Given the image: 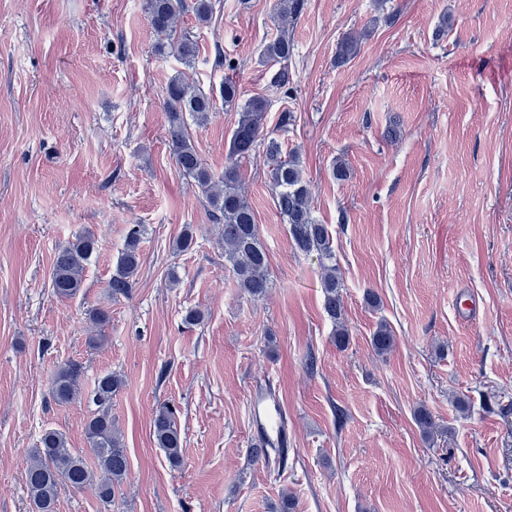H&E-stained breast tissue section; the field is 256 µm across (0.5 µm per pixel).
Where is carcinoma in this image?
Returning <instances> with one entry per match:
<instances>
[{
  "label": "carcinoma",
  "mask_w": 512,
  "mask_h": 512,
  "mask_svg": "<svg viewBox=\"0 0 512 512\" xmlns=\"http://www.w3.org/2000/svg\"><path fill=\"white\" fill-rule=\"evenodd\" d=\"M216 0H144V8L154 31L163 37L159 50L167 49L186 67L194 66L199 46L193 38L177 32L176 17L190 12L199 25L207 24L215 10ZM303 0H278L276 8L279 33L266 43L262 62L273 69L271 83L288 91L292 84L290 67L294 45L288 37V26L293 24L303 9ZM360 36L346 34L338 42L336 65L350 62L360 50ZM218 94L224 105H238L241 92L235 81L226 78ZM215 109L214 95L197 89L185 72L179 71L167 83L165 112L168 122L170 151L176 169L192 179L204 197L213 223L222 225L224 259L236 275L241 291L252 298L267 293L268 256L259 238L254 212L239 185L238 164L257 149H262L269 182L276 189V207L288 224L290 239L302 254L316 255L323 275V309L334 324L336 345L343 348L350 338L345 320L342 298V277L336 264L333 238L327 225L313 217L308 182L303 176L298 154L284 155L281 141L264 132L268 102L253 97L241 105L239 119L233 129L224 172L214 173L203 161L186 125V117L203 126ZM143 226L129 225L126 241L118 257L107 288L112 297L127 296L136 284L140 267V243ZM97 248V239L89 232L61 246L54 258L51 277L52 294L61 301L75 298L84 288V270ZM372 349L384 355L395 346V336L384 322L378 324L370 337ZM83 365L67 361L57 370L51 386V395L58 404H70L80 397ZM123 386L120 375L112 372L98 376L92 400L96 412L86 421L85 433L90 452L97 460V468L88 467L85 456L68 447L65 434L46 429L38 439L26 468V486L32 512H56L60 491L70 488L94 490L106 507L112 504L116 491L128 475L127 451L121 435L112 421V398ZM155 445L165 455L172 468L182 465L183 438L175 411L168 405L157 410L152 422Z\"/></svg>",
  "instance_id": "obj_1"
}]
</instances>
